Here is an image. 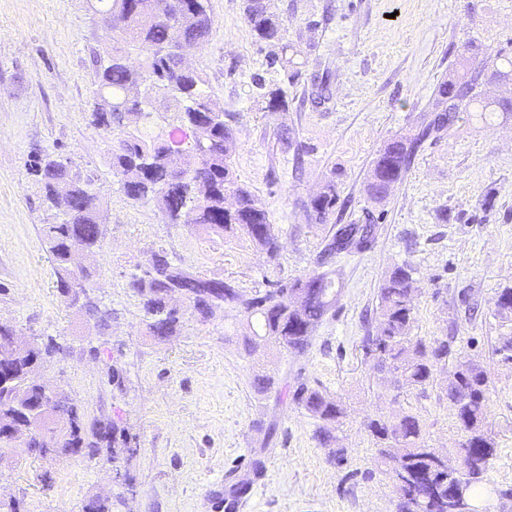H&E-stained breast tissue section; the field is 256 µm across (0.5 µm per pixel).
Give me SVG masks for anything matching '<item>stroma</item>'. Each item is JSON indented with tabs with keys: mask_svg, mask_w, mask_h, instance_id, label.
<instances>
[{
	"mask_svg": "<svg viewBox=\"0 0 512 512\" xmlns=\"http://www.w3.org/2000/svg\"><path fill=\"white\" fill-rule=\"evenodd\" d=\"M295 51L289 68L269 66L244 0H209L214 24L185 62L211 99L232 115V163L264 202L279 236L270 259L242 233L167 223L129 200L112 171L115 133L95 129L94 56L112 52L97 0H0V322L19 335L54 339L43 382L64 388L87 418L113 419L136 435L122 493L103 458L43 460L23 443L0 450V498L24 512H82L93 496L124 494L120 512H226L240 482L254 493L244 512H396L398 493L376 471L370 417L417 412L429 446L450 454L459 435L446 395L453 363L439 365L422 393L397 388L364 347L376 333L378 287L388 271L413 269L414 335L454 337V350L488 378L495 456L474 512H512V362L497 354L506 331L494 312L512 286V114L463 112L417 147L404 178L381 202L366 191L379 150L432 120L430 103L449 72L512 53V0H268ZM282 88L288 107L262 111L255 79ZM67 159L94 177L103 209L95 275L86 283L108 327L71 308L56 288L40 227L54 221L29 173L35 152ZM328 222L308 204L328 182ZM374 224L369 248L336 256L339 294L308 346L247 355L257 319L236 310L204 320L180 302L183 328L154 339L129 287L153 250L247 294L321 272L325 237L342 224ZM124 387L113 389L111 366ZM274 376L256 394L255 374ZM347 407L336 464L314 437L318 426L292 399L297 383Z\"/></svg>",
	"mask_w": 512,
	"mask_h": 512,
	"instance_id": "obj_1",
	"label": "stroma"
}]
</instances>
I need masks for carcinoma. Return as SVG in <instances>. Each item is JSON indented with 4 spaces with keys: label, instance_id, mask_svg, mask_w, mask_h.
<instances>
[{
    "label": "carcinoma",
    "instance_id": "carcinoma-1",
    "mask_svg": "<svg viewBox=\"0 0 512 512\" xmlns=\"http://www.w3.org/2000/svg\"><path fill=\"white\" fill-rule=\"evenodd\" d=\"M244 12L257 40L279 48L280 53L272 55L271 64L288 66L286 53L290 45L284 43L279 17L268 10L265 0H246ZM100 13L111 25L112 40L138 47L143 56L137 68L130 66L119 50L107 61L94 59L98 98L91 123L98 130L120 132L112 149V169L121 191L135 203H152L171 224L194 207L196 223L217 233L238 230L269 257H276L279 237L264 204L235 176L231 161L235 131L224 120V110L202 89L200 72L182 64L180 50L198 51L209 39L214 20L208 0H109ZM509 77L512 78V57L499 53L471 74L450 75L432 101L435 117L421 134L411 141L393 139L379 150L367 184L369 194L385 199L404 178L417 143L429 132L453 124L458 113L512 112V97L488 101L480 91L485 84H503ZM145 83L167 101L170 113L167 128L148 140L135 134L153 118V110L135 96ZM256 88L263 111L286 110L287 100L281 89L268 87L260 80ZM31 173L43 201L51 208L58 186L65 184L73 189L71 202L60 211L59 220L41 228L54 263L56 288L66 299L70 281L82 285L95 272L90 265L79 271L70 266L69 241L79 232L86 240L88 255L95 254L102 238L101 210L91 178L72 173L63 159L37 152L31 159ZM335 207L332 183L309 202L321 223L327 221ZM374 234L373 224L342 225L321 249L322 264L332 263L343 252L368 248ZM150 261L154 263L155 277L135 276L129 288L140 298L149 318L150 335L162 341L180 335L182 316L169 306L171 294L180 288L191 295L190 303L203 319L230 308L259 320L262 333L244 341L250 355L271 346L304 349L337 295L330 270L249 296L231 282L204 278L174 263L164 248L153 251ZM414 290L412 269L406 264L394 267L384 277L378 288L377 332L365 337L364 343L374 346L378 370L393 369L401 387L423 392L433 383L438 364L453 355V337L428 341L413 335ZM495 308L502 322H512V288L498 292ZM15 335L13 326L0 323V445L17 434H25L29 447H45L43 435L30 429L31 422L17 406V399L21 398L32 409L42 408L66 419L65 427L55 436L54 447L40 452L41 458L52 460L61 451L70 450L79 458L102 456L112 462V467L129 472L135 437L124 427L111 419H85L63 389L59 390L57 401L43 400L33 372L58 353L60 346L49 339L32 350H20L6 358L4 352ZM455 360L447 396L453 405L455 428L465 439L459 447L470 448L475 475L471 488L475 489L482 484L495 455L496 443L487 426L490 396L483 371L460 355ZM292 399L319 421L314 436L320 443L325 445L335 439L332 428L341 426L346 414L340 398L300 383ZM365 427L377 448V469L390 476L398 461L414 476L417 507L413 512H445L450 494L448 474L431 457L419 415L402 408L389 416L367 419Z\"/></svg>",
    "mask_w": 512,
    "mask_h": 512
}]
</instances>
